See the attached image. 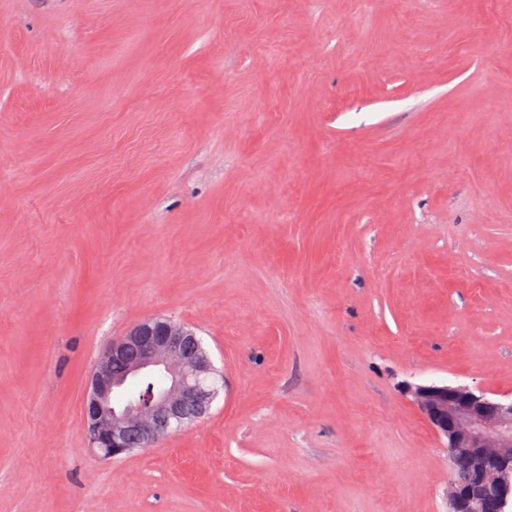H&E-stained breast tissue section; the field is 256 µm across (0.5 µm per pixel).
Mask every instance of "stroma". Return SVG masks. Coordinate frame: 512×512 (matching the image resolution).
Masks as SVG:
<instances>
[{
    "instance_id": "1",
    "label": "stroma",
    "mask_w": 512,
    "mask_h": 512,
    "mask_svg": "<svg viewBox=\"0 0 512 512\" xmlns=\"http://www.w3.org/2000/svg\"><path fill=\"white\" fill-rule=\"evenodd\" d=\"M157 317L224 386L102 458ZM431 382L512 395V0H0V512H448ZM116 365H123L124 377L160 375L163 383L139 402L119 405L115 397L122 379ZM214 374L209 353L186 324L170 318L138 324L112 340L94 369L83 407L91 447L117 459L150 446L174 428L188 427L210 409L218 391L208 383ZM131 435L142 448H129Z\"/></svg>"
}]
</instances>
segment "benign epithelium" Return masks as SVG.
<instances>
[{
    "instance_id": "1",
    "label": "benign epithelium",
    "mask_w": 512,
    "mask_h": 512,
    "mask_svg": "<svg viewBox=\"0 0 512 512\" xmlns=\"http://www.w3.org/2000/svg\"><path fill=\"white\" fill-rule=\"evenodd\" d=\"M159 375L162 385L141 400L119 405L122 377ZM216 374L196 333L170 318L142 322L115 339L97 363L83 416L91 447L117 459L133 452L136 436L146 448L173 429H184L210 409ZM408 392L435 431L448 441L451 470L476 468L483 480L472 486L456 482L448 512H509L512 508V397L494 398L466 385L415 384Z\"/></svg>"
}]
</instances>
